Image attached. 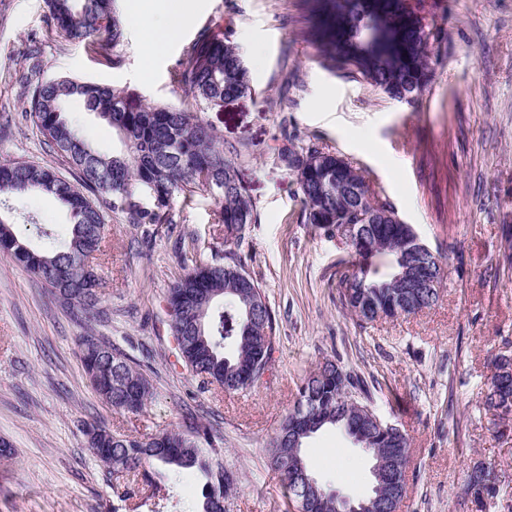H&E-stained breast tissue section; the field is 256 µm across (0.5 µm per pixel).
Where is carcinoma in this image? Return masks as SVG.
Wrapping results in <instances>:
<instances>
[{
	"instance_id": "cac0c4a2",
	"label": "carcinoma",
	"mask_w": 512,
	"mask_h": 512,
	"mask_svg": "<svg viewBox=\"0 0 512 512\" xmlns=\"http://www.w3.org/2000/svg\"><path fill=\"white\" fill-rule=\"evenodd\" d=\"M315 8L308 36L325 60L358 73L369 85L393 99L406 95L414 102L431 77L429 34L417 8L404 0H313ZM49 17L67 38L85 42L100 53L117 46L123 29L113 12V0H47ZM38 64L21 77L27 83L28 112L48 151L61 157L74 175L70 181L55 170L29 162L0 163V195L20 197L31 192L52 195L69 212L70 234L59 238L44 231L45 242L25 244L12 225L0 222V252L6 253L51 292L81 313L89 325L101 315L98 307L104 281L98 272L106 255L104 209L123 214L136 227L156 228L172 223L171 203L178 196L191 200L207 190L199 176L216 172L223 189L218 223L224 241L240 242L242 230L256 223V208L240 176L238 158L224 152L214 128L198 112L171 106L146 105L134 93L107 85L61 77L48 82L32 78ZM172 83L187 89L196 103L223 107L224 101L251 93L247 69L237 47L228 39L202 34L185 51L171 74ZM72 99L84 102L116 132L125 151L101 154L75 129L66 115ZM289 145L279 156L291 160L289 172L301 193V218L327 236L339 231L338 218L360 225L361 244H351L350 259L338 287L348 307L362 302V322L375 321L376 309L397 294L402 282L404 249L418 238L411 224H375L373 215L392 210L371 196L364 176L343 157L313 143L287 136ZM386 259L388 271L375 259ZM248 275L244 260L233 251L196 261L167 295L170 326L178 354L204 384L228 392L246 391L261 381L254 374L269 366L264 351L273 339L274 317L257 281ZM84 371L93 390L118 413H138L152 397V384L141 368L120 351L86 334L79 339ZM512 405V359L500 358L483 396L486 412L496 419L498 405ZM311 423L299 448L288 454L270 453V466L284 482L285 494L296 508L305 497V484L288 473V461L303 456L307 439L324 427L350 435L349 427L364 432L371 447L382 448L372 435L376 412L369 389L360 377L340 373L325 361L300 387L299 399L280 424L288 432L294 416ZM88 448L107 469L113 494L124 501L134 493L128 477L145 467L160 466L178 476L195 472L205 480L199 512H221L225 495L236 488L234 471L224 466V449L208 430L195 426L188 433L167 431L136 437L112 431L103 423L85 430ZM206 446H201V443ZM484 464L467 472L465 487L479 508L504 487L493 484Z\"/></svg>"
}]
</instances>
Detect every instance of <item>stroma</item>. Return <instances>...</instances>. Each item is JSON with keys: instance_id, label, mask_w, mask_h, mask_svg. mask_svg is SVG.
Listing matches in <instances>:
<instances>
[{"instance_id": "35a3bbf8", "label": "stroma", "mask_w": 512, "mask_h": 512, "mask_svg": "<svg viewBox=\"0 0 512 512\" xmlns=\"http://www.w3.org/2000/svg\"><path fill=\"white\" fill-rule=\"evenodd\" d=\"M419 3L432 79L408 105L331 67L307 37L303 0H193L190 19L153 56L146 30L115 0L124 36L104 57L66 39L46 0H0V117L12 118L0 162L68 171L43 145L15 80L32 49L40 51L39 79L72 77L190 108L193 99L169 76L186 48L204 32L240 46L253 90L204 118L241 155L257 221L238 251L275 323L272 363L248 391L203 386L179 359L168 290L194 251L226 248L219 204L206 191L174 198L172 223L149 238L108 215L103 315L89 326L0 254V437L13 446L0 459V512H185L200 503L196 473L166 482L161 503L142 492L118 502L86 444V424L99 421L139 437L205 426L238 475L227 512H285L282 483L267 466L269 443L304 377L328 359L374 380L377 412L409 437V491L399 512H482L463 494L477 463L512 480V433L501 435L481 402L495 359L512 355V266L502 259V227L512 225V0ZM67 112L98 151H122L112 128L81 103ZM284 124L359 169L374 196L441 255L447 276L432 308L369 324L350 313L337 290L338 262L350 247L302 221L299 188L277 158ZM0 214L25 243L70 223L40 192L7 199ZM89 331L150 377L153 396L142 412H115L90 386L78 347ZM304 455L332 488L357 495L370 486L369 458L336 429L315 434Z\"/></svg>"}]
</instances>
